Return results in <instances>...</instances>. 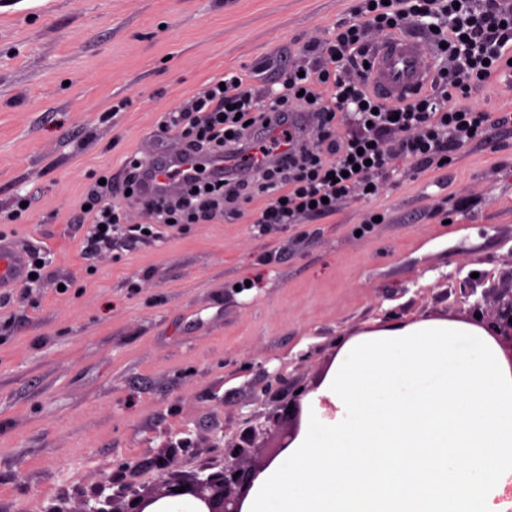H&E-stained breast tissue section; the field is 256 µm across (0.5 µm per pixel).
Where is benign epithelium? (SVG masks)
Wrapping results in <instances>:
<instances>
[{"label": "benign epithelium", "mask_w": 512, "mask_h": 512, "mask_svg": "<svg viewBox=\"0 0 512 512\" xmlns=\"http://www.w3.org/2000/svg\"><path fill=\"white\" fill-rule=\"evenodd\" d=\"M503 348L506 356L512 359V294L499 297L492 319L484 325ZM298 426L288 427L274 444L269 446L265 463H271L295 438ZM254 446L251 436L243 438V443L228 446L224 452V468L208 474L204 478L195 475L171 474L161 484L138 492L117 478L112 479L116 486L112 496L100 500L99 495L83 497L77 508L55 506L52 512H152V506L166 498H186L197 502L200 512H242V503L256 479L259 469L248 470L243 462L251 457ZM185 491H179V488Z\"/></svg>", "instance_id": "obj_1"}]
</instances>
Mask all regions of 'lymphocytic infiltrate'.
Returning <instances> with one entry per match:
<instances>
[{
  "instance_id": "lymphocytic-infiltrate-1",
  "label": "lymphocytic infiltrate",
  "mask_w": 512,
  "mask_h": 512,
  "mask_svg": "<svg viewBox=\"0 0 512 512\" xmlns=\"http://www.w3.org/2000/svg\"><path fill=\"white\" fill-rule=\"evenodd\" d=\"M414 24L436 44L429 87L410 101L379 102L365 62L384 38ZM512 69V0H354L333 34L308 45L273 86L219 75L161 125L179 130L187 153L224 156L263 136L270 149L290 145L285 161L252 173L191 178L178 194L143 200L151 225L236 215L240 202L264 195L259 223L302 224L334 214L340 203L377 192L397 162L439 169L452 155L512 120L474 110L471 92ZM79 222L90 225L86 252L112 240L122 214L111 184L86 193Z\"/></svg>"
}]
</instances>
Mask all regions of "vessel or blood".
Listing matches in <instances>:
<instances>
[{
	"instance_id": "vessel-or-blood-1",
	"label": "vessel or blood",
	"mask_w": 512,
	"mask_h": 512,
	"mask_svg": "<svg viewBox=\"0 0 512 512\" xmlns=\"http://www.w3.org/2000/svg\"><path fill=\"white\" fill-rule=\"evenodd\" d=\"M368 80L385 102L412 98L426 84L435 64L429 38L419 33H406L385 39L372 56ZM199 164L195 158L177 148L158 160L151 161L143 197L170 195L181 191L185 180L195 175ZM26 254L12 242L0 240V288H8L24 280Z\"/></svg>"
}]
</instances>
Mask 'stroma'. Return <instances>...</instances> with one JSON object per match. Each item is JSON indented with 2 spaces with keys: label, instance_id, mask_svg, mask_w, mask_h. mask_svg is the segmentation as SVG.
<instances>
[{
  "label": "stroma",
  "instance_id": "obj_1",
  "mask_svg": "<svg viewBox=\"0 0 512 512\" xmlns=\"http://www.w3.org/2000/svg\"><path fill=\"white\" fill-rule=\"evenodd\" d=\"M350 0H0V238L39 253L32 292L0 288V512H49L129 461L187 439L177 471L316 390L340 345L422 319L465 320L475 294L512 288V132L304 224L234 218L83 252L78 221L103 175L121 194L141 143L177 140L163 113L227 70L270 82ZM27 201L18 211L19 201ZM383 214L379 224L369 213Z\"/></svg>",
  "mask_w": 512,
  "mask_h": 512
}]
</instances>
